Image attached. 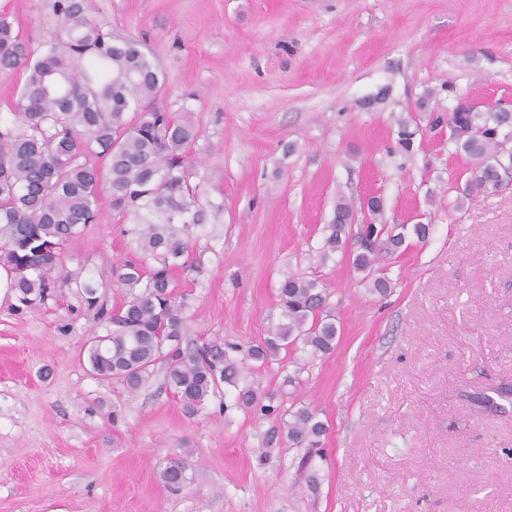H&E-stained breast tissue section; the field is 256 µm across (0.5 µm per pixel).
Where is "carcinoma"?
I'll list each match as a JSON object with an SVG mask.
<instances>
[{
    "label": "carcinoma",
    "mask_w": 512,
    "mask_h": 512,
    "mask_svg": "<svg viewBox=\"0 0 512 512\" xmlns=\"http://www.w3.org/2000/svg\"><path fill=\"white\" fill-rule=\"evenodd\" d=\"M90 9V0H52L57 32L36 50L15 33L9 15L0 13V72L25 74L18 111L0 118V265L13 274L11 288L20 305L30 308L44 301L53 276L61 273L75 284L105 326L87 349L97 376L135 392L160 362L187 416L197 415L228 386L236 391V407L280 418L266 435L267 446L285 438L315 451L326 432L318 414L307 406L283 410L261 403L249 375L292 347L314 356L332 350L336 324L329 288L318 278L287 274L277 294L282 321L269 336L246 348L229 342L183 346L186 298L174 273L193 269L189 228L205 224L206 210L217 215L224 204L200 202L189 159L199 130L156 105L163 82L152 57L139 41L105 31L89 17ZM453 98L452 141L474 161L464 191H495L512 174V149L500 140L503 130L512 135V112L499 105L468 111L461 95ZM102 192L113 208L132 217L124 230L131 254L109 276L124 300L111 310L99 303L104 276H75L62 263L66 244L99 222ZM383 211L382 199H373L352 257L361 281L381 295L390 281L376 275L379 260L400 251L407 231L405 224H385ZM353 213L352 203L337 201L322 258L342 247ZM509 398L512 387L505 383L477 403L502 411L501 401ZM186 470L187 462L173 458L161 478L178 488Z\"/></svg>",
    "instance_id": "cac0c4a2"
}]
</instances>
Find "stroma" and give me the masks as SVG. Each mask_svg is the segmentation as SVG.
<instances>
[{
  "mask_svg": "<svg viewBox=\"0 0 512 512\" xmlns=\"http://www.w3.org/2000/svg\"><path fill=\"white\" fill-rule=\"evenodd\" d=\"M91 2L96 22L154 57L158 105L199 128L193 181L224 205L191 230L200 271L177 275L188 341L266 336L286 274L331 291L333 352L252 374L274 403L327 422L319 485L303 449L265 446L269 420L235 408L233 390L189 418L164 365L134 393L98 378L87 347L101 327L59 277L34 308L0 300V512H512V415L476 402L512 383V176L464 195L470 159L428 124L452 89L481 108L512 103V0ZM0 12L30 47L53 31L49 0ZM374 192L384 223L431 227L384 262L383 296L351 267L355 239L320 259L337 200ZM99 206L66 270L124 258L129 222L108 195ZM173 458L189 462L177 490L161 479Z\"/></svg>",
  "mask_w": 512,
  "mask_h": 512,
  "instance_id": "35a3bbf8",
  "label": "stroma"
}]
</instances>
